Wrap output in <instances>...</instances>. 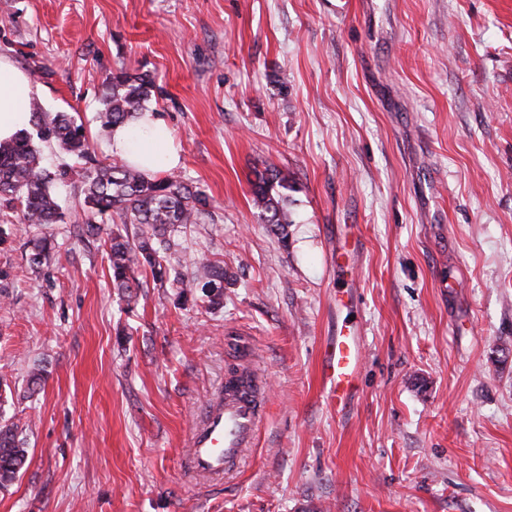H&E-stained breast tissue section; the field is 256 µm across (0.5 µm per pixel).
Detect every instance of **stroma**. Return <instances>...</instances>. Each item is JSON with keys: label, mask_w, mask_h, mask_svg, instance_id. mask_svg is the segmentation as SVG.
I'll list each match as a JSON object with an SVG mask.
<instances>
[{"label": "stroma", "mask_w": 512, "mask_h": 512, "mask_svg": "<svg viewBox=\"0 0 512 512\" xmlns=\"http://www.w3.org/2000/svg\"><path fill=\"white\" fill-rule=\"evenodd\" d=\"M0 0V55L101 160L104 83L155 76L188 184L185 283L112 286L82 195L39 269L0 214V417L28 458L0 512H512V0ZM288 172L287 240L249 181ZM361 244L339 274L336 243ZM224 267V302L190 287ZM365 327L359 396L318 373L337 319ZM270 384L241 471L200 487L187 431L228 363ZM40 374V385L30 383Z\"/></svg>", "instance_id": "obj_1"}]
</instances>
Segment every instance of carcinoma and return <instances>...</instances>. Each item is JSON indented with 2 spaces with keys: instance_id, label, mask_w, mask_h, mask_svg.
Returning <instances> with one entry per match:
<instances>
[{
  "instance_id": "obj_1",
  "label": "carcinoma",
  "mask_w": 512,
  "mask_h": 512,
  "mask_svg": "<svg viewBox=\"0 0 512 512\" xmlns=\"http://www.w3.org/2000/svg\"><path fill=\"white\" fill-rule=\"evenodd\" d=\"M156 91L147 74L124 68L112 73L103 93L102 112L109 126L125 124L143 115ZM33 131H24L10 142L0 143V213H11L20 224L37 232L30 241L27 260L39 268L49 256V226L61 221L62 213L55 188L78 182L83 195L82 230L100 234L106 221L118 218L122 227L107 233L112 285L127 301L137 281L136 272L149 268L161 283L181 279L167 261L174 248L173 234L189 224H197L209 212L210 198L202 190L168 173L149 175L120 159L106 164L99 160L82 125L66 112H47L38 105L31 109ZM55 143L73 163L54 170L42 164V144ZM288 174L277 168L256 172L251 181L253 205L264 224L281 241L288 240L291 220L286 208ZM193 284L204 288L215 304L224 302V267L209 260L195 265ZM27 461V449L18 439V424L0 423V489L10 486Z\"/></svg>"
}]
</instances>
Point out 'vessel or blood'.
<instances>
[{"instance_id":"vessel-or-blood-1","label":"vessel or blood","mask_w":512,"mask_h":512,"mask_svg":"<svg viewBox=\"0 0 512 512\" xmlns=\"http://www.w3.org/2000/svg\"><path fill=\"white\" fill-rule=\"evenodd\" d=\"M361 329L337 328L320 350V376L337 414L346 413L357 393L361 368ZM267 412V396L258 372L249 366L225 377L223 389L204 404L190 429L185 465L196 478L215 481L238 470L256 444Z\"/></svg>"}]
</instances>
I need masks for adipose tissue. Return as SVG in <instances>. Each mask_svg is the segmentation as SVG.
Returning <instances> with one entry per match:
<instances>
[{
    "label": "adipose tissue",
    "instance_id": "ef3b65f1",
    "mask_svg": "<svg viewBox=\"0 0 512 512\" xmlns=\"http://www.w3.org/2000/svg\"><path fill=\"white\" fill-rule=\"evenodd\" d=\"M32 93L29 76L0 55V142L10 141L18 132L29 128ZM107 147L111 156L149 174L172 171L181 161L173 131L157 112L111 127Z\"/></svg>",
    "mask_w": 512,
    "mask_h": 512
}]
</instances>
